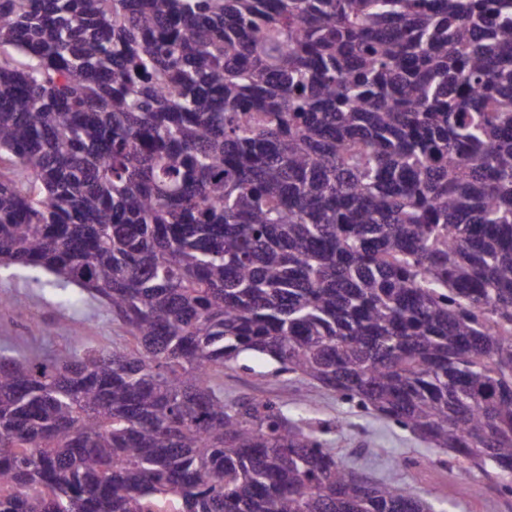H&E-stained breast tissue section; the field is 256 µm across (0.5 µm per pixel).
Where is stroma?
Instances as JSON below:
<instances>
[{
    "mask_svg": "<svg viewBox=\"0 0 512 512\" xmlns=\"http://www.w3.org/2000/svg\"><path fill=\"white\" fill-rule=\"evenodd\" d=\"M20 303L23 315L0 310V350L14 356L68 357L77 349L109 350L127 340L123 327L97 300L56 289L47 276L26 269L0 273V297ZM42 333H35L34 325ZM216 381L225 400L274 401L292 419L319 426L321 437L346 468L374 482L393 480L433 504L436 512H512V496L496 477L465 457L437 448L393 421L366 412L336 392L299 383L277 364L241 356Z\"/></svg>",
    "mask_w": 512,
    "mask_h": 512,
    "instance_id": "35a3bbf8",
    "label": "stroma"
}]
</instances>
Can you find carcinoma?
Here are the masks:
<instances>
[{
    "label": "carcinoma",
    "instance_id": "carcinoma-1",
    "mask_svg": "<svg viewBox=\"0 0 512 512\" xmlns=\"http://www.w3.org/2000/svg\"><path fill=\"white\" fill-rule=\"evenodd\" d=\"M135 342L0 355V512H433L243 353L512 496V0H0V269Z\"/></svg>",
    "mask_w": 512,
    "mask_h": 512
}]
</instances>
